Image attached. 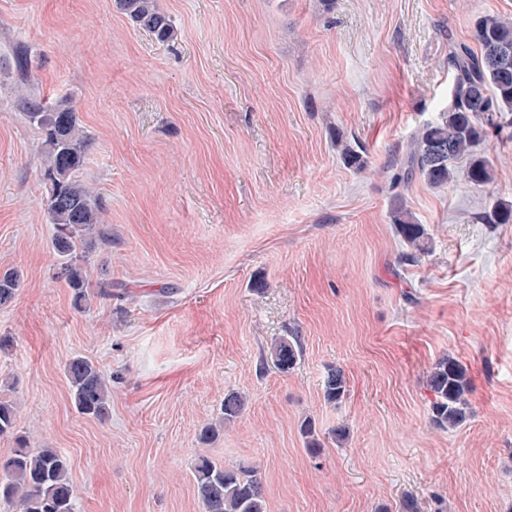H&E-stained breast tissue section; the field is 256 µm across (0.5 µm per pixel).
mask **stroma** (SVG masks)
<instances>
[{
    "label": "stroma",
    "instance_id": "1",
    "mask_svg": "<svg viewBox=\"0 0 512 512\" xmlns=\"http://www.w3.org/2000/svg\"><path fill=\"white\" fill-rule=\"evenodd\" d=\"M162 43L113 0H0V69L27 49L23 90L78 112L92 147L81 178L111 243L91 282L118 295L72 305L56 280L42 140L0 77V400L34 448L70 460L81 512H203L199 452L256 466L268 512H512V141L478 147L496 181L391 186L388 162L448 105V42L472 43L512 0H157ZM366 152L347 167L337 140ZM402 196L430 251L401 263ZM298 337L289 372L270 344ZM92 360L112 391L77 413L65 367ZM457 359L471 412L431 420L426 375ZM346 395L326 403L330 368ZM248 402L200 440L226 394ZM312 419L321 442L300 433ZM349 437L336 442L335 429Z\"/></svg>",
    "mask_w": 512,
    "mask_h": 512
}]
</instances>
